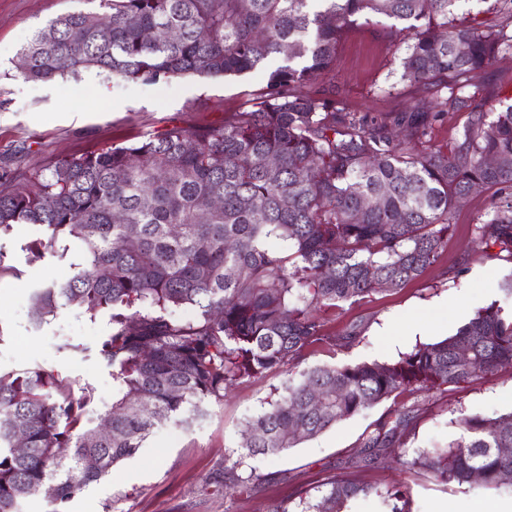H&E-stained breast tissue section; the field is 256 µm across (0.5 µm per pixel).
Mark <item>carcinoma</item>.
Here are the masks:
<instances>
[{"mask_svg":"<svg viewBox=\"0 0 512 512\" xmlns=\"http://www.w3.org/2000/svg\"><path fill=\"white\" fill-rule=\"evenodd\" d=\"M98 11L61 14L20 50L27 81L96 70L156 84L240 75L277 58L261 101L221 125L173 127L135 142L61 160L26 184L0 191V231L46 227L31 249L75 240L82 262L62 284L35 291L33 321L63 306L112 309L99 354L120 390L87 425V388L44 368L0 373V512H21L42 494L53 512L138 451L163 422L190 426L205 404L244 379L299 364L305 350L361 335L350 323L327 333L328 313L421 277L448 245L449 215L474 185H497L474 232L512 260V105L488 106L468 75L512 48V0H495V24H453L458 0H98ZM403 24L413 42L402 78L454 82L451 100L471 121L448 152L417 151L386 124L332 110L305 90L335 61L336 43L359 18ZM169 29L171 39L150 32ZM466 45L461 54L457 46ZM395 121L426 135L429 117ZM495 157L489 167L484 159ZM192 306L178 322L174 308ZM512 367V317L479 309L452 335L391 362L314 366L246 423L247 455L279 456L377 404L409 391L439 390ZM363 442L355 464L376 463L401 438L410 410L392 409ZM107 425L101 430V425ZM444 447L403 451L413 476L446 486L512 493V411L462 414ZM27 451L15 449L17 436ZM69 453L62 455L60 449ZM98 466L89 469L85 460ZM217 492L251 494L253 475L219 469ZM376 497L385 512H413L410 483L381 490L348 476L268 512H346Z\"/></svg>","mask_w":512,"mask_h":512,"instance_id":"obj_1","label":"carcinoma"}]
</instances>
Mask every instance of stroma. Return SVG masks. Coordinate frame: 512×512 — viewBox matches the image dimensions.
<instances>
[{
    "label": "stroma",
    "mask_w": 512,
    "mask_h": 512,
    "mask_svg": "<svg viewBox=\"0 0 512 512\" xmlns=\"http://www.w3.org/2000/svg\"><path fill=\"white\" fill-rule=\"evenodd\" d=\"M91 0H0V171L19 177L47 172L55 162L85 152L137 141L146 133L167 129L219 125L235 111L251 107L265 87L268 73L240 76L186 77L171 84L116 82L93 71L45 82L21 78L15 62L35 29L68 11H89ZM411 43L408 32L391 30L387 19L358 20L341 35L334 66L309 90L335 99L336 108L370 124H393L413 107L442 102L444 114L426 137L435 149L449 150L469 123V110L450 103L449 89L420 87L402 79V60ZM494 109L512 104V51L492 66L471 73ZM498 188L471 193L450 214L453 231L438 261L406 287L371 295L366 303L330 317L331 334L349 323L364 326L348 346L324 344L309 348L300 368L358 361L388 362L416 345L438 341L493 301H504L502 282L512 263L485 248L473 226L486 215ZM45 231L34 224H15L0 233V372L34 367L53 369L75 387H91V415L111 405L118 394L112 372L99 359V344L109 330V311L95 314L64 306L42 323L32 320L35 288L69 279L79 247L67 255L30 251ZM416 319L427 320L422 331L408 333ZM288 368L241 381L223 401L182 430L156 426L139 452L123 460L69 501L68 512H266L274 503L315 490L339 475L363 438L376 424L391 420L389 403L337 424L321 436L304 441L279 457L247 456L239 448L242 425L258 414L289 378ZM413 408L408 447L448 443L457 434L462 413L495 414L512 410V369L441 390L400 397ZM256 474L251 495L213 494L208 480L221 467ZM418 512H512V496L490 491L474 494L421 481L416 488Z\"/></svg>",
    "instance_id": "stroma-1"
}]
</instances>
